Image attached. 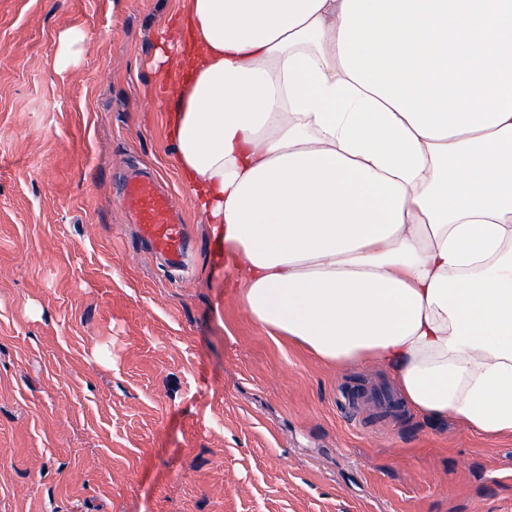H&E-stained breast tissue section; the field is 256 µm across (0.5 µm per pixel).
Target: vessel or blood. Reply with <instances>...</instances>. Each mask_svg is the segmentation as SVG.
Segmentation results:
<instances>
[{
  "label": "vessel or blood",
  "instance_id": "b4317fda",
  "mask_svg": "<svg viewBox=\"0 0 512 512\" xmlns=\"http://www.w3.org/2000/svg\"><path fill=\"white\" fill-rule=\"evenodd\" d=\"M119 200L140 237L160 253L169 269L184 267L189 243L169 192L150 174H131L120 186Z\"/></svg>",
  "mask_w": 512,
  "mask_h": 512
}]
</instances>
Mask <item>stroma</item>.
I'll return each instance as SVG.
<instances>
[{"mask_svg": "<svg viewBox=\"0 0 512 512\" xmlns=\"http://www.w3.org/2000/svg\"><path fill=\"white\" fill-rule=\"evenodd\" d=\"M184 2L0 0V512H512V437L356 413L385 370L324 364L246 315L151 66ZM133 162L182 214L187 276L134 242Z\"/></svg>", "mask_w": 512, "mask_h": 512, "instance_id": "stroma-1", "label": "stroma"}]
</instances>
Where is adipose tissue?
<instances>
[{"instance_id": "1", "label": "adipose tissue", "mask_w": 512, "mask_h": 512, "mask_svg": "<svg viewBox=\"0 0 512 512\" xmlns=\"http://www.w3.org/2000/svg\"><path fill=\"white\" fill-rule=\"evenodd\" d=\"M172 161L249 318L512 436V0H186Z\"/></svg>"}]
</instances>
